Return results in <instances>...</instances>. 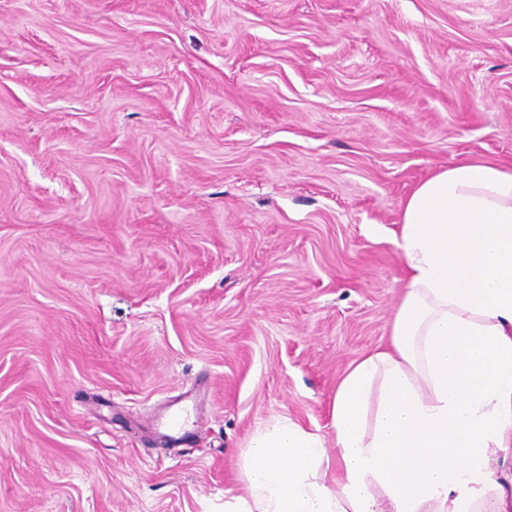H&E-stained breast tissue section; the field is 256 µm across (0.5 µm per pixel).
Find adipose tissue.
<instances>
[{
	"label": "adipose tissue",
	"instance_id": "ef3b65f1",
	"mask_svg": "<svg viewBox=\"0 0 512 512\" xmlns=\"http://www.w3.org/2000/svg\"><path fill=\"white\" fill-rule=\"evenodd\" d=\"M406 271L389 342L331 407L333 449L281 418L245 456L224 512H512V170L467 160L406 198Z\"/></svg>",
	"mask_w": 512,
	"mask_h": 512
}]
</instances>
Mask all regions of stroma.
Wrapping results in <instances>:
<instances>
[{
    "mask_svg": "<svg viewBox=\"0 0 512 512\" xmlns=\"http://www.w3.org/2000/svg\"><path fill=\"white\" fill-rule=\"evenodd\" d=\"M473 159L512 0H0V512H224L273 418L332 441Z\"/></svg>",
    "mask_w": 512,
    "mask_h": 512,
    "instance_id": "1",
    "label": "stroma"
}]
</instances>
